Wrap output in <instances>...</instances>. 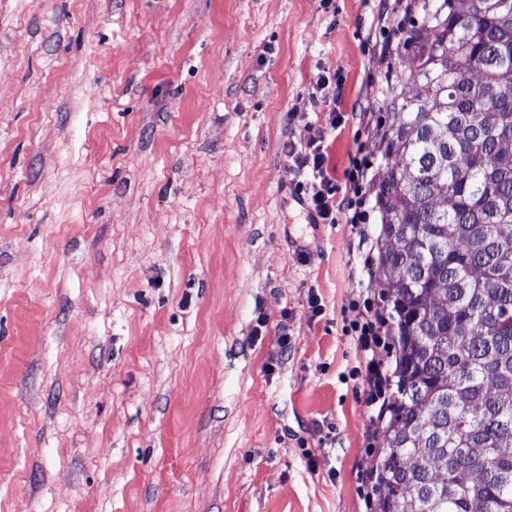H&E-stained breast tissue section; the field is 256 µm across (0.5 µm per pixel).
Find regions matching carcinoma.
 Returning a JSON list of instances; mask_svg holds the SVG:
<instances>
[{
	"instance_id": "carcinoma-1",
	"label": "carcinoma",
	"mask_w": 512,
	"mask_h": 512,
	"mask_svg": "<svg viewBox=\"0 0 512 512\" xmlns=\"http://www.w3.org/2000/svg\"><path fill=\"white\" fill-rule=\"evenodd\" d=\"M420 10L380 145L396 356L374 512H512V0Z\"/></svg>"
}]
</instances>
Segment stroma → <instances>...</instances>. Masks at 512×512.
<instances>
[{
  "label": "stroma",
  "mask_w": 512,
  "mask_h": 512,
  "mask_svg": "<svg viewBox=\"0 0 512 512\" xmlns=\"http://www.w3.org/2000/svg\"><path fill=\"white\" fill-rule=\"evenodd\" d=\"M381 7L0 0V512H371ZM325 132L319 130L317 136L306 141L304 151L297 152L294 148L289 151L293 159V167L297 170H306V200L303 199L307 209L316 214L322 224L336 223V209L350 211L354 210L348 217L349 224L361 223L364 219V212L360 211L362 201L355 199L362 193L365 169L368 164L365 160L356 161L354 168L349 171L348 179L352 189L353 197H344L336 204L333 201L328 169L327 146H325ZM383 321L376 318L375 321H366L362 324L353 323L351 331L355 334L360 348L365 352L366 363V383L368 386L365 402L368 407H378L377 420L383 417L384 408L387 402L386 377L383 376V360L379 357L378 349H387V336H381Z\"/></svg>",
  "instance_id": "obj_1"
}]
</instances>
